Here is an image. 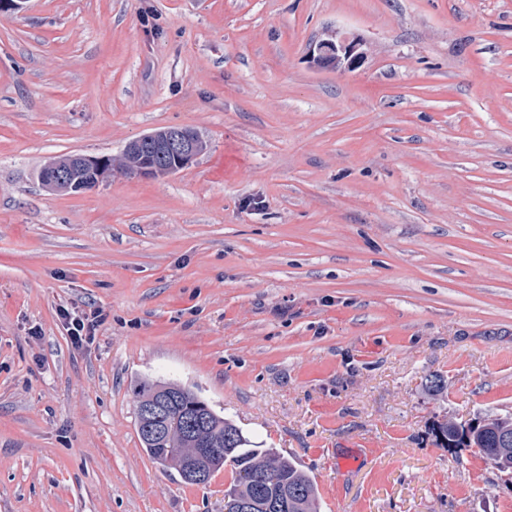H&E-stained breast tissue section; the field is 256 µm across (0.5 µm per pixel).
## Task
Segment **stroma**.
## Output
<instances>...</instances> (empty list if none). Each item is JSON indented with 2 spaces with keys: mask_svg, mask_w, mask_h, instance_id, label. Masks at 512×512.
<instances>
[{
  "mask_svg": "<svg viewBox=\"0 0 512 512\" xmlns=\"http://www.w3.org/2000/svg\"><path fill=\"white\" fill-rule=\"evenodd\" d=\"M328 30L359 66L313 68ZM169 126L208 144L176 173L39 179ZM62 307L102 311L92 344ZM145 377L295 457L320 512H512V472L434 433L512 416V0L0 16V512H224L231 466L143 449Z\"/></svg>",
  "mask_w": 512,
  "mask_h": 512,
  "instance_id": "obj_1",
  "label": "stroma"
}]
</instances>
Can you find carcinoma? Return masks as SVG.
<instances>
[{
    "label": "carcinoma",
    "mask_w": 512,
    "mask_h": 512,
    "mask_svg": "<svg viewBox=\"0 0 512 512\" xmlns=\"http://www.w3.org/2000/svg\"><path fill=\"white\" fill-rule=\"evenodd\" d=\"M151 154L141 149L123 152L120 166L133 173L138 162ZM166 166L172 157L151 155ZM135 405L154 404L173 399L175 405L161 423L163 433L154 434L153 421L137 419V432L147 454L162 466L184 474L204 446L223 452L207 458V477H212L227 462H232L230 489L235 500H271L288 495L287 512H319L314 480L291 457L275 448L251 444L237 425L215 411L192 390L174 382L142 380L132 390ZM436 437L455 448H474L494 461L502 471H512V418H493L468 430L453 421L437 424Z\"/></svg>",
    "instance_id": "cac0c4a2"
}]
</instances>
